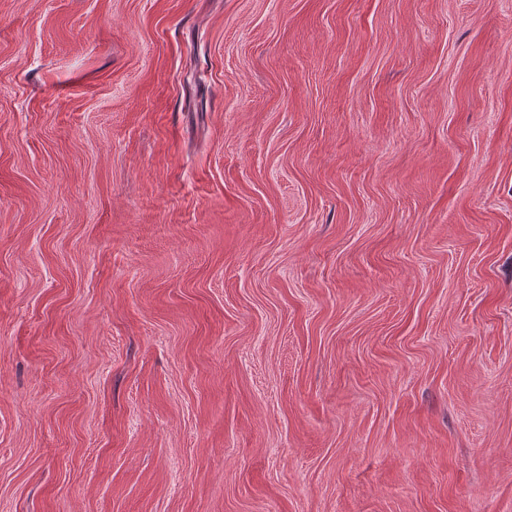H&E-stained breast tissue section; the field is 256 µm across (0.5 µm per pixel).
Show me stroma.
Here are the masks:
<instances>
[{
    "label": "stroma",
    "instance_id": "stroma-1",
    "mask_svg": "<svg viewBox=\"0 0 512 512\" xmlns=\"http://www.w3.org/2000/svg\"><path fill=\"white\" fill-rule=\"evenodd\" d=\"M0 512H512V0H0Z\"/></svg>",
    "mask_w": 512,
    "mask_h": 512
}]
</instances>
